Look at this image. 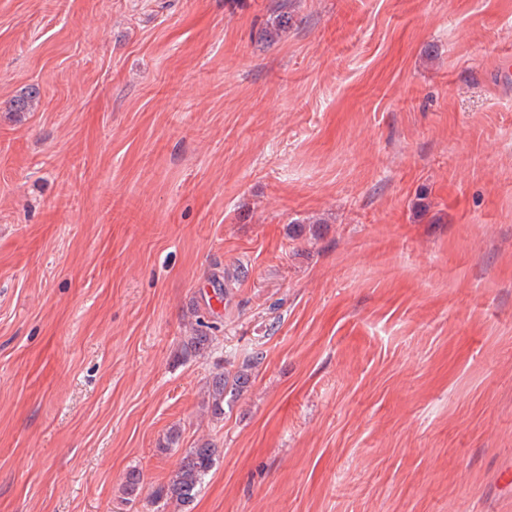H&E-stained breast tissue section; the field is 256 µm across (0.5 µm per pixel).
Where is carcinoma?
Here are the masks:
<instances>
[{"label":"carcinoma","instance_id":"1","mask_svg":"<svg viewBox=\"0 0 512 512\" xmlns=\"http://www.w3.org/2000/svg\"><path fill=\"white\" fill-rule=\"evenodd\" d=\"M197 335L190 338L184 345L186 356H197L206 351L213 342L209 331L214 326L203 321H197ZM253 365L245 363L236 371H221L216 373L209 383L207 408L212 418H224V399L228 394L238 395L250 384ZM220 451L215 444L207 442L196 448L189 449L180 460L167 484L157 488L154 497L158 500L171 501L183 512H189L190 505L195 501L201 483L216 464ZM140 474L131 471L127 474L123 485L126 500L133 501L139 494Z\"/></svg>","mask_w":512,"mask_h":512}]
</instances>
